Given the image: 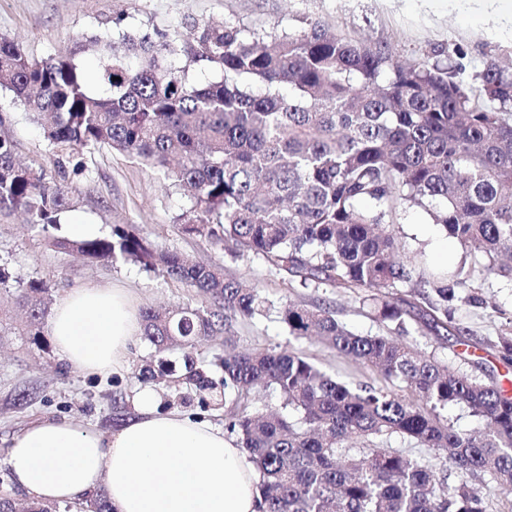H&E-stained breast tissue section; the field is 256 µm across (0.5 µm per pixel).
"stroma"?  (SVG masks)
I'll list each match as a JSON object with an SVG mask.
<instances>
[{
	"label": "stroma",
	"mask_w": 512,
	"mask_h": 512,
	"mask_svg": "<svg viewBox=\"0 0 512 512\" xmlns=\"http://www.w3.org/2000/svg\"><path fill=\"white\" fill-rule=\"evenodd\" d=\"M232 21L250 31H301L314 20L337 34L372 47L394 49L398 59H412L434 49L462 50L468 69L480 68L485 57L512 62V16L500 14L494 0H0V36L14 41L30 58L75 55L94 73L96 57L80 45L97 36L103 39L124 31L136 36L163 32L189 37L195 24L208 20ZM0 137L10 138L17 157L26 163L52 166L64 163L74 207L62 216L63 224L80 220L98 225L109 234L113 225L133 224L157 248L201 260H214L227 275L258 285L273 300H292L312 307H330L339 321L360 335H373L381 326L368 305L341 288L289 287L270 274L253 256L224 255L208 238L181 231L177 216L186 205L183 191L127 155L102 147L92 152L55 148L43 138L12 93L0 90ZM394 230L402 256L423 253L422 273L452 272L462 250L421 208L403 209ZM447 256H440V248ZM22 277L34 276L52 286L54 301L83 284L126 289L137 309L148 306H205L203 296L161 273H148L137 264L91 262L48 248L40 234L23 224L19 215L0 214V264ZM456 294L469 296L459 305L455 322L460 337L439 341L409 331L403 340L435 352L449 367L498 381L512 380L499 353L501 335L512 329V278L492 276L455 285ZM291 349L303 352L320 368L351 384L383 385L371 367L340 357L312 339L289 336L277 310L262 318L237 323L232 341L216 336L194 350L213 380L225 350L251 348ZM155 352L142 337H134L125 369L87 374L62 362L50 336L33 343L28 336H0V496L25 501L5 463L7 444L26 427L46 419L70 420L107 436L137 412L134 399L143 389L156 394V408L223 426V412L202 404L187 389L174 390L141 375Z\"/></svg>",
	"instance_id": "stroma-1"
}]
</instances>
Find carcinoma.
<instances>
[{
  "mask_svg": "<svg viewBox=\"0 0 512 512\" xmlns=\"http://www.w3.org/2000/svg\"><path fill=\"white\" fill-rule=\"evenodd\" d=\"M464 53L433 52L396 62L314 22L299 33L248 32L232 23L194 25L192 38L122 34L98 58L90 89L73 57L30 59L0 38V88L10 90L49 144L123 153L184 191L187 234L230 256L253 255L290 287L345 288L370 301L385 334L358 335L327 308L286 302L288 334L316 336L337 353L396 382L355 390L288 350L240 351L220 361L221 383L192 360L182 383L225 415L261 475L260 512H492L473 480L489 475L512 495V397L397 341L413 323L437 337L461 333L448 279H415L399 258L392 225L406 206L427 212L477 268L457 276H512V71L487 56L467 70ZM222 71L218 82L188 80L190 66ZM69 191L41 165L18 161L0 138V211L20 213L50 247L88 260L119 257L158 271L208 299L198 308L141 312L143 338L161 355L193 350L209 336L230 339L241 320L273 301L224 276L218 263L156 249L133 224L74 240L62 233ZM18 284L24 335L39 341L52 289L0 266V285ZM409 284L400 293L398 285ZM273 388L278 409L249 406ZM463 405L483 429L456 430L440 410ZM402 436L433 448L413 457L387 448ZM0 497V512H57Z\"/></svg>",
  "mask_w": 512,
  "mask_h": 512,
  "instance_id": "cac0c4a2",
  "label": "carcinoma"
}]
</instances>
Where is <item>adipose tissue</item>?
I'll return each mask as SVG.
<instances>
[{"mask_svg": "<svg viewBox=\"0 0 512 512\" xmlns=\"http://www.w3.org/2000/svg\"><path fill=\"white\" fill-rule=\"evenodd\" d=\"M142 330L121 288L81 286L54 306L48 332L61 361L89 374L121 369ZM109 437L44 420L15 436L6 463L31 498L58 503L105 491L112 512H259L260 474L237 440L204 421L158 413L151 392Z\"/></svg>", "mask_w": 512, "mask_h": 512, "instance_id": "ef3b65f1", "label": "adipose tissue"}]
</instances>
